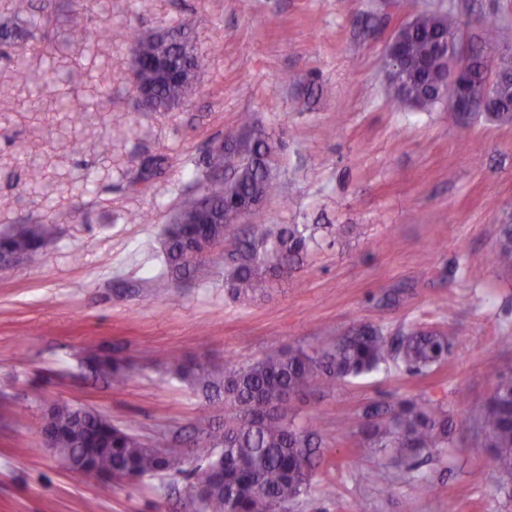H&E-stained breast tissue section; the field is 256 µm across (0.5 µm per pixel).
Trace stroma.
Instances as JSON below:
<instances>
[{
	"mask_svg": "<svg viewBox=\"0 0 512 512\" xmlns=\"http://www.w3.org/2000/svg\"><path fill=\"white\" fill-rule=\"evenodd\" d=\"M94 0L91 33H73L77 0H55L43 40L16 77L13 45L42 0H0V233L52 224L39 264L0 261V512H198L193 470L224 398L173 377L174 363H246L290 345L318 347L368 322L392 336L418 324L447 333L448 358L420 375L393 364L320 386L298 403L323 443L307 504L292 512H512V485L471 439L494 371L512 370V273L493 263L512 224V124L468 120L447 103L399 107L385 77L390 34L419 11H454L479 43L500 35L491 67L512 57V0ZM186 29L203 60L197 88L166 112L137 107L136 38ZM83 104L70 112L65 98ZM270 134L276 191L263 224H309L308 267L264 296L229 297L227 244L203 277H165L163 234L209 173L202 159L240 133ZM130 368L112 387L94 361ZM443 399L455 446L402 473L362 453L352 418L369 403ZM57 403L171 440L184 471L133 485L76 473L42 443ZM367 470L382 481L364 482ZM492 256L494 262L512 259V224L500 225Z\"/></svg>",
	"mask_w": 512,
	"mask_h": 512,
	"instance_id": "1",
	"label": "stroma"
}]
</instances>
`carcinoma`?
Returning <instances> with one entry per match:
<instances>
[{"label": "carcinoma", "mask_w": 512, "mask_h": 512, "mask_svg": "<svg viewBox=\"0 0 512 512\" xmlns=\"http://www.w3.org/2000/svg\"><path fill=\"white\" fill-rule=\"evenodd\" d=\"M50 3L44 15L33 19L24 44L15 55L23 60L29 43L42 37ZM86 9L72 13L71 27L90 35ZM459 37L452 14L422 12L404 32L405 59L399 79L391 84L394 102L430 110L441 99L438 88L447 71L437 61L436 50ZM185 32L139 39L144 68L139 80L150 86L158 109H167L188 97L195 84L171 82L152 69L159 57L183 67H196L200 57L189 47ZM498 105L493 119L512 123V80L497 87ZM272 142L258 137L224 147V154L210 155L206 165L234 173L231 180L209 181L204 194L186 200L178 215L181 223L168 225L163 243L168 274L175 279L197 277L205 258L191 260L187 249L211 234L231 239L225 258L224 287L235 299L248 300L265 292L272 278L288 276L301 268L311 246L317 244L308 224H252L239 227L232 205L264 200L274 192L270 165ZM219 213V224H196L204 207ZM54 234L48 224H21L0 234V256L21 255L38 260ZM493 261L512 259V224L499 227ZM448 338L434 328L416 327L398 336H386L372 323H359L319 348L301 346L265 354L245 365H205L192 360L177 364L173 375L209 396L224 394L228 415L224 425L202 429L206 447L218 452L195 469V485L203 487L199 512H288L305 500L311 489V471L321 447L320 424L314 418L298 421L292 400L321 384L367 375L393 363L420 374L447 359ZM98 372L114 387L126 384L129 369L119 359H96ZM452 419L440 400L420 396L382 406L367 404L354 416L356 445L379 453L392 463L412 470L418 457L436 448L453 445ZM43 430L52 437L58 454L74 469L96 473L107 481H138L160 474L183 472V458L165 436L147 440L125 427L112 424L95 409L69 404L49 408ZM475 435L489 449L490 464L512 479V374L495 373L492 393L476 419Z\"/></svg>", "instance_id": "1"}]
</instances>
